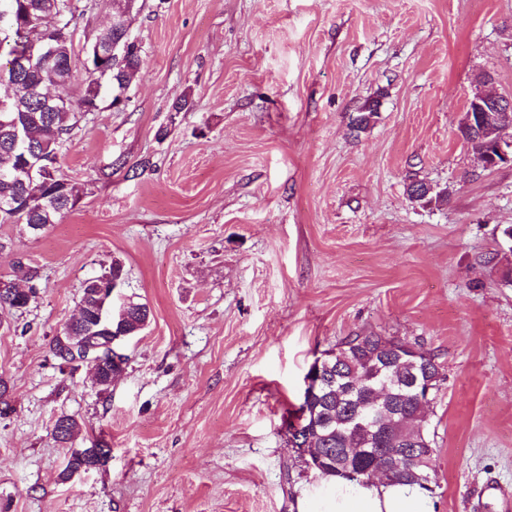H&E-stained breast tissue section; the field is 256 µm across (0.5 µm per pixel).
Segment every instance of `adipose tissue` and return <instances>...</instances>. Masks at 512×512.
I'll return each instance as SVG.
<instances>
[{"label":"adipose tissue","mask_w":512,"mask_h":512,"mask_svg":"<svg viewBox=\"0 0 512 512\" xmlns=\"http://www.w3.org/2000/svg\"><path fill=\"white\" fill-rule=\"evenodd\" d=\"M303 512H434L428 490L416 485L330 477L306 491Z\"/></svg>","instance_id":"obj_1"}]
</instances>
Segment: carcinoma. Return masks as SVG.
<instances>
[{"instance_id": "obj_1", "label": "carcinoma", "mask_w": 512, "mask_h": 512, "mask_svg": "<svg viewBox=\"0 0 512 512\" xmlns=\"http://www.w3.org/2000/svg\"><path fill=\"white\" fill-rule=\"evenodd\" d=\"M73 18V9L64 0H0V49L9 47L6 59L0 60V84L11 91L0 97V223L23 224L33 234L57 223L81 199L58 166V150L78 116L98 111L109 92L111 107L126 106L128 98L123 93L140 71V47L130 35L128 19L119 17L93 36L90 68L76 75L69 39ZM38 26L53 45L49 54L30 50L29 34ZM119 39L128 43V49L116 58L110 49ZM407 194L416 203L447 199L446 191H436L425 182L410 184ZM15 273L14 281L0 280L1 312H22L38 294V271L19 261ZM115 279L123 280V267L117 260L85 283L79 303L84 318L70 326L72 344H86L96 336L91 324L97 289L110 287ZM149 316L147 305L131 301L124 310L114 311L113 327L136 335ZM393 342L375 333L356 335L324 358L322 379L299 407L304 413L301 443L318 453L316 473L320 477H344L346 471L357 470L365 449L371 447L359 404L381 383L410 376L412 365L407 359L388 356L387 346ZM78 430L73 416L61 415L54 423V439L68 444ZM88 452L87 448L72 450L63 475L95 469ZM397 462L401 473L390 481L421 484L410 470V461L399 458Z\"/></svg>"}]
</instances>
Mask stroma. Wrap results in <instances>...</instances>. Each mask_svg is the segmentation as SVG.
I'll use <instances>...</instances> for the list:
<instances>
[{
	"mask_svg": "<svg viewBox=\"0 0 512 512\" xmlns=\"http://www.w3.org/2000/svg\"><path fill=\"white\" fill-rule=\"evenodd\" d=\"M73 5L78 67L110 7ZM131 32L127 105L84 114L59 151L81 202L35 235L0 224V279L40 274L0 318V512H301L319 477L286 423L313 362L367 333L443 367L435 512H503L512 164L482 169L457 126L481 76L512 97V0H137ZM416 181L446 202H411ZM115 259L150 319L103 391L51 342ZM97 442L108 463L62 479ZM91 448H79L73 449L68 457L67 464L63 470V475L66 478L72 476L75 473L88 472L96 469L91 457L86 455Z\"/></svg>",
	"mask_w": 512,
	"mask_h": 512,
	"instance_id": "stroma-1",
	"label": "stroma"
}]
</instances>
